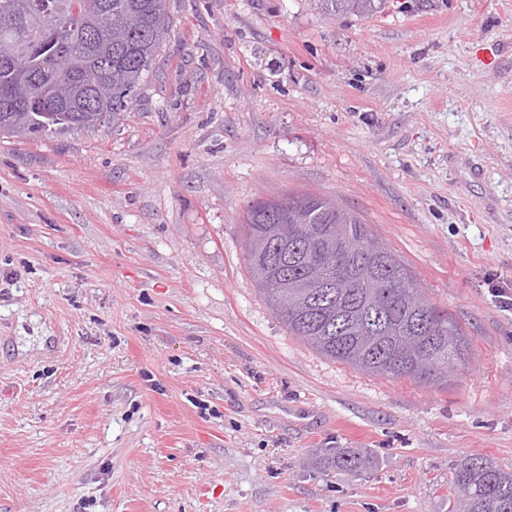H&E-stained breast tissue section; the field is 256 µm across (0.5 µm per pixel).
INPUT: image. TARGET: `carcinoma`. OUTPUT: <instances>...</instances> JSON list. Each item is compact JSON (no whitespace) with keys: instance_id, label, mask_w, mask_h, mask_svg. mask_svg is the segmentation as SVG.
Instances as JSON below:
<instances>
[{"instance_id":"1","label":"carcinoma","mask_w":512,"mask_h":512,"mask_svg":"<svg viewBox=\"0 0 512 512\" xmlns=\"http://www.w3.org/2000/svg\"><path fill=\"white\" fill-rule=\"evenodd\" d=\"M0 0V38L18 43L34 69L59 72L92 92L70 97L65 82L54 109L43 80L0 67V89L30 106L0 112V137H32L96 127L127 111L171 30L167 0ZM329 16H369L381 0H316ZM246 259L289 335L367 374L448 384L465 363L459 323L428 301L411 267L362 217L313 193L254 199L244 220ZM340 470L360 473L372 457L358 449L327 451ZM450 512H512V468L479 454L452 469Z\"/></svg>"}]
</instances>
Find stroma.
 <instances>
[{
  "label": "stroma",
  "instance_id": "obj_1",
  "mask_svg": "<svg viewBox=\"0 0 512 512\" xmlns=\"http://www.w3.org/2000/svg\"><path fill=\"white\" fill-rule=\"evenodd\" d=\"M169 9L115 123L0 139V512H449L456 459L512 467V0ZM291 192L359 213L460 324L446 385L289 335L243 215ZM321 11L329 16H369L381 8L380 0H315ZM328 463H331L336 469L351 473H360L369 468L373 462L372 457L362 453L358 449L344 448L336 451L326 450Z\"/></svg>",
  "mask_w": 512,
  "mask_h": 512
}]
</instances>
